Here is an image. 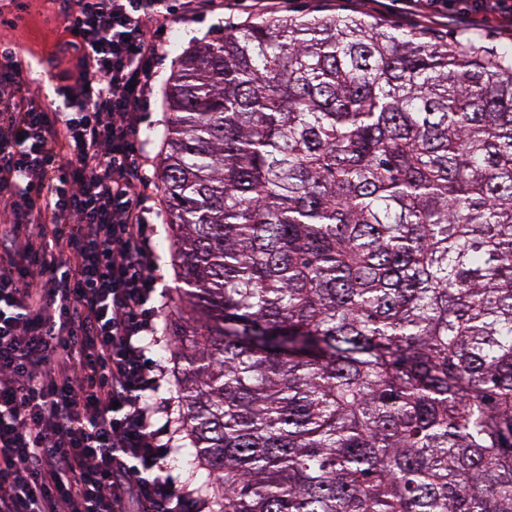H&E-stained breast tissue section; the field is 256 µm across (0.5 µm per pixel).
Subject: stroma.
<instances>
[{
    "mask_svg": "<svg viewBox=\"0 0 512 512\" xmlns=\"http://www.w3.org/2000/svg\"><path fill=\"white\" fill-rule=\"evenodd\" d=\"M25 12L23 23L0 19V50L21 52L24 76L34 83V93L41 101H48L47 87L35 84L37 71L51 72L52 86H59L62 76L71 68V54L59 53L58 47L69 35L57 18L58 7L51 0H22ZM273 16L336 15L362 16L401 33H417L436 44L448 42H480L489 50L501 52L512 49V29L489 22L471 25L458 15L429 18L421 14H407L400 0H263ZM258 14L248 4L225 7L222 0H213L208 7L197 10L191 21L167 22L159 38L164 55L155 68L152 85L139 109L141 149L137 157L142 182L145 186L147 230L146 248L158 265L160 283H172V257L167 248V231L162 198L158 189L157 158L167 120L164 91L173 73L174 59L183 50L198 42L222 38L226 31L242 27L256 20Z\"/></svg>",
    "mask_w": 512,
    "mask_h": 512,
    "instance_id": "1",
    "label": "stroma"
}]
</instances>
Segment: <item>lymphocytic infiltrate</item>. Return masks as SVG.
I'll use <instances>...</instances> for the list:
<instances>
[{"instance_id": "lymphocytic-infiltrate-1", "label": "lymphocytic infiltrate", "mask_w": 512, "mask_h": 512, "mask_svg": "<svg viewBox=\"0 0 512 512\" xmlns=\"http://www.w3.org/2000/svg\"><path fill=\"white\" fill-rule=\"evenodd\" d=\"M512 21V0H403ZM61 105L0 51V512H198L172 480L147 356L159 309L135 156L167 0H61Z\"/></svg>"}]
</instances>
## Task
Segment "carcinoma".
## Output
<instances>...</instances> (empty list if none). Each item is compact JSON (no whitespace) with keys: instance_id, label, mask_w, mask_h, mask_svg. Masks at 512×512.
I'll list each match as a JSON object with an SVG mask.
<instances>
[{"instance_id":"cac0c4a2","label":"carcinoma","mask_w":512,"mask_h":512,"mask_svg":"<svg viewBox=\"0 0 512 512\" xmlns=\"http://www.w3.org/2000/svg\"><path fill=\"white\" fill-rule=\"evenodd\" d=\"M165 102L209 512H512V53L272 17L189 47Z\"/></svg>"}]
</instances>
